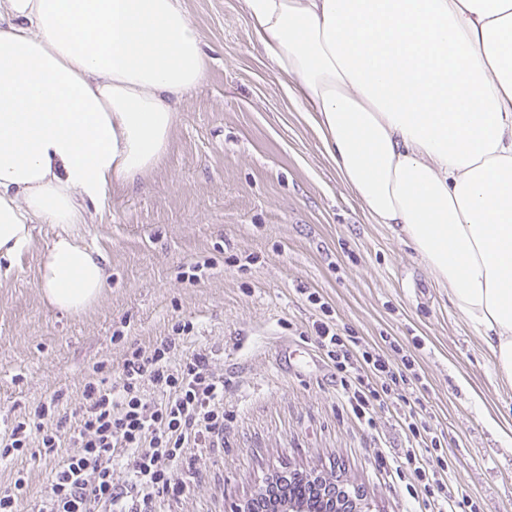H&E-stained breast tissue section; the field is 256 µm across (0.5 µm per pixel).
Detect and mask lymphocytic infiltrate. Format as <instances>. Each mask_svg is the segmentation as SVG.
Instances as JSON below:
<instances>
[{
  "mask_svg": "<svg viewBox=\"0 0 512 512\" xmlns=\"http://www.w3.org/2000/svg\"><path fill=\"white\" fill-rule=\"evenodd\" d=\"M307 300L321 313L312 323L315 341L353 416L371 427L384 405H400L407 442L402 466L422 484L425 512H458L469 504L463 487L448 484L449 464L427 405L409 393L419 379L412 357L389 361L362 337L342 333L319 293ZM190 330L178 323L151 349L131 346L119 383H87L79 409L58 417L39 440L23 421L0 435V465L30 452L51 465L37 512H154L158 503L184 498L191 481L178 476L176 463L189 448H223L228 419L227 383L213 368L212 349L183 350ZM119 470L126 475L120 484L114 481Z\"/></svg>",
  "mask_w": 512,
  "mask_h": 512,
  "instance_id": "f902f5d3",
  "label": "lymphocytic infiltrate"
}]
</instances>
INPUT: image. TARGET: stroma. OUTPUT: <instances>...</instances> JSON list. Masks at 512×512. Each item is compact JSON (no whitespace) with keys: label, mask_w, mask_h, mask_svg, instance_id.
Masks as SVG:
<instances>
[{"label":"stroma","mask_w":512,"mask_h":512,"mask_svg":"<svg viewBox=\"0 0 512 512\" xmlns=\"http://www.w3.org/2000/svg\"><path fill=\"white\" fill-rule=\"evenodd\" d=\"M183 5L212 60L176 105L161 165L110 193L84 227L110 259L98 301L69 314L43 300L36 270L50 224L0 276V425L58 390L60 412H73L97 363L120 374L130 344L152 346L189 321L185 348L215 350L233 418L221 451L187 449L177 470L198 477L174 512H235L271 474L313 469L358 488L371 512H408L413 478L393 474L405 446L396 413L379 411L371 428L342 405L311 334V290L339 327L411 353L449 481L478 512H512V387L485 344L413 248L372 223L339 180L284 78L255 49L239 0Z\"/></svg>","instance_id":"35a3bbf8"}]
</instances>
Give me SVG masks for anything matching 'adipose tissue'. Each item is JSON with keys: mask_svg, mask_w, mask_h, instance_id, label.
<instances>
[{"mask_svg": "<svg viewBox=\"0 0 512 512\" xmlns=\"http://www.w3.org/2000/svg\"><path fill=\"white\" fill-rule=\"evenodd\" d=\"M340 180L408 241L512 386V0H240ZM208 54L181 0H0V263L80 313L78 231L166 157Z\"/></svg>", "mask_w": 512, "mask_h": 512, "instance_id": "obj_1", "label": "adipose tissue"}]
</instances>
